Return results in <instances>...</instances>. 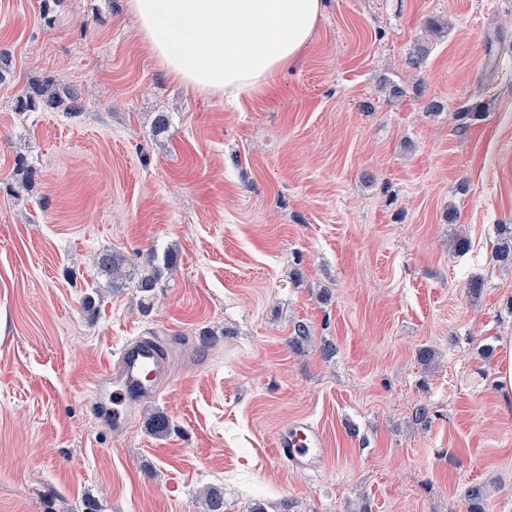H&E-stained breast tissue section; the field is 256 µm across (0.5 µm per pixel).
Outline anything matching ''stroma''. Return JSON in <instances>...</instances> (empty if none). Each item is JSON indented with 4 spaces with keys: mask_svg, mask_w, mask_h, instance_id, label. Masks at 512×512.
<instances>
[{
    "mask_svg": "<svg viewBox=\"0 0 512 512\" xmlns=\"http://www.w3.org/2000/svg\"><path fill=\"white\" fill-rule=\"evenodd\" d=\"M124 3L0 0V512H206L210 487L224 512H465L474 485L512 512V0H326L240 107L157 67ZM47 77L82 112L18 110ZM146 336L173 376L117 430L102 372ZM298 417L327 436L312 470L274 459ZM503 357L496 382L502 406L509 410L512 408V336H503L501 342Z\"/></svg>",
    "mask_w": 512,
    "mask_h": 512,
    "instance_id": "obj_1",
    "label": "stroma"
}]
</instances>
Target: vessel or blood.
<instances>
[{
	"label": "vessel or blood",
	"instance_id": "vessel-or-blood-1",
	"mask_svg": "<svg viewBox=\"0 0 512 512\" xmlns=\"http://www.w3.org/2000/svg\"><path fill=\"white\" fill-rule=\"evenodd\" d=\"M168 356L154 341L143 339L126 344L106 368L117 389L112 411L114 427H123L136 416L144 401L152 398L166 379ZM277 462L303 470L316 468L327 455V439L319 426L297 419L281 429L275 440Z\"/></svg>",
	"mask_w": 512,
	"mask_h": 512
}]
</instances>
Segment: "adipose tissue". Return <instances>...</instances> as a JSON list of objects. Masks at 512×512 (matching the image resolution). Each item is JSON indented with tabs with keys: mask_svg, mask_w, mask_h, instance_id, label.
I'll use <instances>...</instances> for the list:
<instances>
[{
	"mask_svg": "<svg viewBox=\"0 0 512 512\" xmlns=\"http://www.w3.org/2000/svg\"><path fill=\"white\" fill-rule=\"evenodd\" d=\"M151 58L231 103L266 91L311 43L323 0H127Z\"/></svg>",
	"mask_w": 512,
	"mask_h": 512,
	"instance_id": "obj_1",
	"label": "adipose tissue"
}]
</instances>
